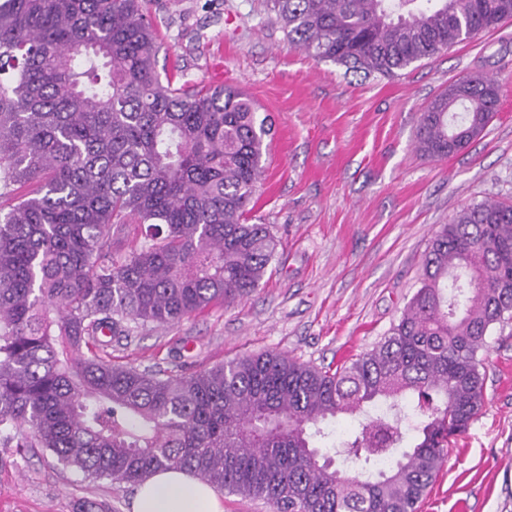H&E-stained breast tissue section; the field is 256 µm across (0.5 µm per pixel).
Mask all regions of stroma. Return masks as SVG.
<instances>
[{
	"label": "stroma",
	"mask_w": 512,
	"mask_h": 512,
	"mask_svg": "<svg viewBox=\"0 0 512 512\" xmlns=\"http://www.w3.org/2000/svg\"><path fill=\"white\" fill-rule=\"evenodd\" d=\"M163 40L158 70L245 92L272 120L252 222L279 239L262 285L113 343L116 364L191 374L243 354L317 367L371 350L420 286L434 232L463 207L512 200V19L414 63L363 78L288 45L261 0H145ZM500 86L498 110L445 159L415 148L427 104L457 79ZM484 406L448 443L419 512H512V320L487 337ZM133 488L92 481L40 448L0 447V512H130Z\"/></svg>",
	"instance_id": "1"
}]
</instances>
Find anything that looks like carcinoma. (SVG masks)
<instances>
[{
    "label": "carcinoma",
    "instance_id": "1",
    "mask_svg": "<svg viewBox=\"0 0 512 512\" xmlns=\"http://www.w3.org/2000/svg\"><path fill=\"white\" fill-rule=\"evenodd\" d=\"M267 5L291 46L384 78L512 18V0ZM160 50L144 0H0V447L132 487L184 469L275 512H416L448 438L483 408L486 337L512 319V204L441 225L398 323L348 365L272 352L190 375L115 365L99 355L112 340L250 295L279 246L246 218L267 118L234 87L159 73ZM498 103L495 80H456L423 112L417 149L448 157ZM342 415L358 420L344 438L329 428Z\"/></svg>",
    "mask_w": 512,
    "mask_h": 512
}]
</instances>
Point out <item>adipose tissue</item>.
<instances>
[{
  "label": "adipose tissue",
  "mask_w": 512,
  "mask_h": 512,
  "mask_svg": "<svg viewBox=\"0 0 512 512\" xmlns=\"http://www.w3.org/2000/svg\"><path fill=\"white\" fill-rule=\"evenodd\" d=\"M131 512H224L214 488L184 470H167L150 476L138 487Z\"/></svg>",
  "instance_id": "obj_1"
}]
</instances>
